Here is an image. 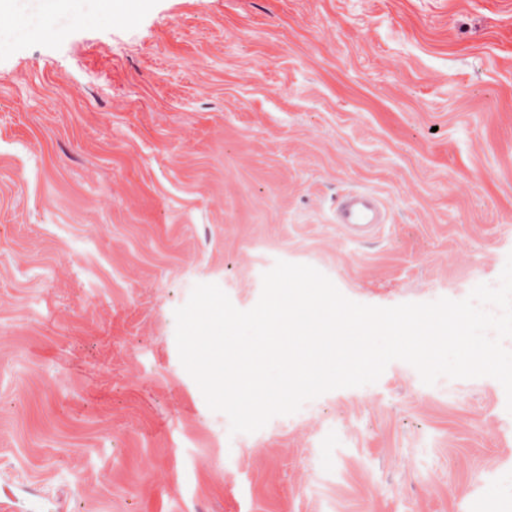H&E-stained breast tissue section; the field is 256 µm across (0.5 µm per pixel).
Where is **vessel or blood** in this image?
Instances as JSON below:
<instances>
[{
    "label": "vessel or blood",
    "mask_w": 512,
    "mask_h": 512,
    "mask_svg": "<svg viewBox=\"0 0 512 512\" xmlns=\"http://www.w3.org/2000/svg\"><path fill=\"white\" fill-rule=\"evenodd\" d=\"M386 221L378 197L368 190H347L338 198L334 222L350 239L363 241L376 235Z\"/></svg>",
    "instance_id": "vessel-or-blood-1"
}]
</instances>
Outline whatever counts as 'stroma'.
Instances as JSON below:
<instances>
[{"instance_id": "35a3bbf8", "label": "stroma", "mask_w": 512, "mask_h": 512, "mask_svg": "<svg viewBox=\"0 0 512 512\" xmlns=\"http://www.w3.org/2000/svg\"><path fill=\"white\" fill-rule=\"evenodd\" d=\"M0 11V501L11 512H512L491 377L403 361L253 433L182 366L198 283L276 261L362 304L512 253V0H63ZM348 189L387 212L357 242ZM385 221L378 197L369 190H347L337 200L334 222L354 241L375 236Z\"/></svg>"}]
</instances>
